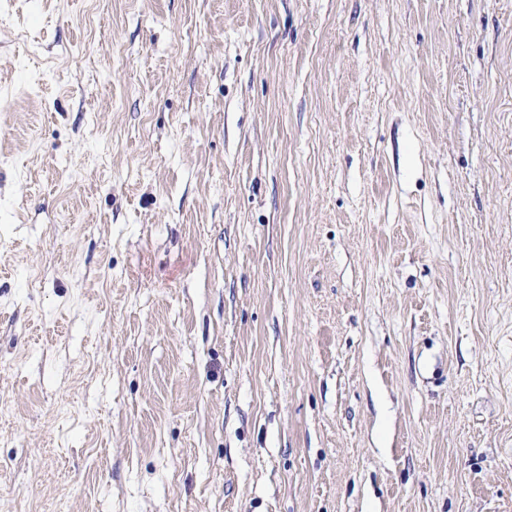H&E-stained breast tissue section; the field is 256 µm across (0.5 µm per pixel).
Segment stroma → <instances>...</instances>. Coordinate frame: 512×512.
Wrapping results in <instances>:
<instances>
[{
    "label": "stroma",
    "instance_id": "1",
    "mask_svg": "<svg viewBox=\"0 0 512 512\" xmlns=\"http://www.w3.org/2000/svg\"><path fill=\"white\" fill-rule=\"evenodd\" d=\"M0 512H512V0H0Z\"/></svg>",
    "mask_w": 512,
    "mask_h": 512
}]
</instances>
